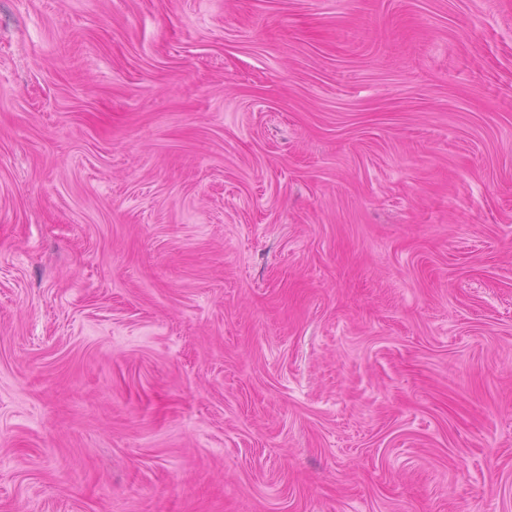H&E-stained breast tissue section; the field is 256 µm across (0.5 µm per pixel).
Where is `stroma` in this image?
I'll use <instances>...</instances> for the list:
<instances>
[{
  "label": "stroma",
  "instance_id": "1",
  "mask_svg": "<svg viewBox=\"0 0 512 512\" xmlns=\"http://www.w3.org/2000/svg\"><path fill=\"white\" fill-rule=\"evenodd\" d=\"M0 512H512V0H0Z\"/></svg>",
  "mask_w": 512,
  "mask_h": 512
}]
</instances>
